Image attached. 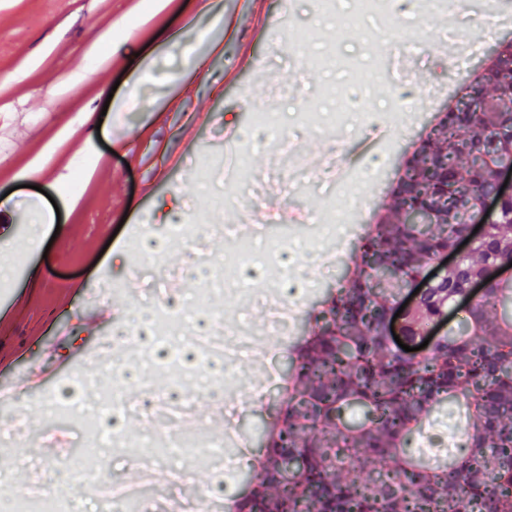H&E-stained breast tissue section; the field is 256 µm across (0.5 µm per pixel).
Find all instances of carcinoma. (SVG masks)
Segmentation results:
<instances>
[{
    "label": "carcinoma",
    "mask_w": 512,
    "mask_h": 512,
    "mask_svg": "<svg viewBox=\"0 0 512 512\" xmlns=\"http://www.w3.org/2000/svg\"><path fill=\"white\" fill-rule=\"evenodd\" d=\"M508 159L512 41L400 162L389 208L305 312L250 488L227 512H512V196L403 315L405 339L448 316L471 281H486L483 296L423 353L409 356L386 335L410 282L469 235ZM415 209L428 223L409 222ZM441 406L466 411L468 444L431 461L406 443Z\"/></svg>",
    "instance_id": "cac0c4a2"
}]
</instances>
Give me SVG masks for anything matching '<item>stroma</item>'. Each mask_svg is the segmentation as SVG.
I'll return each instance as SVG.
<instances>
[{"label":"stroma","mask_w":512,"mask_h":512,"mask_svg":"<svg viewBox=\"0 0 512 512\" xmlns=\"http://www.w3.org/2000/svg\"><path fill=\"white\" fill-rule=\"evenodd\" d=\"M140 0H0V242L20 247L0 276V386L14 398L0 402V469L14 471L27 491L81 447L88 429L73 402L57 403L62 380L78 394L100 384L112 329L131 303L164 308L168 292L186 288V315L201 313L198 297L215 293L218 278L186 283V267L213 261L237 247L225 225L240 223L260 201L269 223L260 242L305 240L315 256L347 258L353 243L317 238L310 221L328 207H348L353 224L371 223L391 202L390 184L404 153L425 134L469 71L449 72L452 52L440 31L447 13L373 12L359 0H259L250 24L225 38L216 16L237 0H164L143 16ZM150 78L138 82L141 60ZM369 98L382 126L363 138L356 128L328 134L307 124L330 96ZM407 95L404 114L393 101ZM240 134L225 144L227 123ZM244 159L252 180L224 179L226 156ZM54 199L60 217L40 223L37 206ZM196 236L168 246L181 225ZM164 243L147 254L143 237ZM284 253L258 282L246 305L224 293L228 319L245 332L235 371L241 391L261 388L262 399L239 418L229 438L223 412L208 396L224 379L184 375L194 397L183 434L202 445L258 448L262 419L286 370L291 333L266 331V304L280 288ZM118 445L85 459L107 468L112 483H138L141 507L168 512L172 498L195 497L200 485L222 483L211 512L243 493L248 472L227 473L222 462L192 467L190 481L169 485L172 462L147 466L132 446L164 436L158 408L133 403Z\"/></svg>","instance_id":"obj_1"}]
</instances>
